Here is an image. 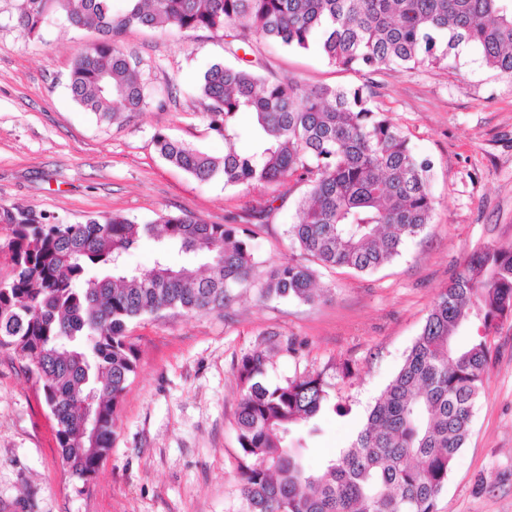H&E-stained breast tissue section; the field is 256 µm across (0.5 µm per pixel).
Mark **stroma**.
Wrapping results in <instances>:
<instances>
[{
	"instance_id": "1",
	"label": "stroma",
	"mask_w": 512,
	"mask_h": 512,
	"mask_svg": "<svg viewBox=\"0 0 512 512\" xmlns=\"http://www.w3.org/2000/svg\"><path fill=\"white\" fill-rule=\"evenodd\" d=\"M12 4L0 0V206L62 224L112 213L141 224L183 213L224 224L266 207L268 217L253 227V276L288 262L300 188H229L219 176L200 182L162 159L153 137L161 131L223 155L224 140L209 129L198 93L215 63L251 64L309 87L357 83L359 74L265 41L232 55L221 35L205 30L134 28L122 46L139 63L149 103L130 119L104 123L67 88L95 32L57 18L41 36H26ZM373 81L376 104L433 163L435 210L424 233L374 273L320 270L324 295L313 303L260 302L242 289L221 312L191 317L173 309L131 323L137 371L112 449L85 483L60 464L55 422L38 385L0 351V512H244L236 366L257 348L267 355L264 383L318 372L342 408L318 418L308 466L351 445L458 266L486 245L512 242V77L489 69L468 46L447 64L383 71ZM491 347L471 434L437 512H512V321Z\"/></svg>"
}]
</instances>
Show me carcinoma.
<instances>
[{
    "label": "carcinoma",
    "instance_id": "obj_1",
    "mask_svg": "<svg viewBox=\"0 0 512 512\" xmlns=\"http://www.w3.org/2000/svg\"><path fill=\"white\" fill-rule=\"evenodd\" d=\"M14 0L17 27L40 34L53 19L99 38L74 63L72 98L103 121L147 105L138 65L119 44L129 28L220 33L230 47L262 39L315 47L330 63L362 72L351 86L308 89L252 69L214 64L198 86L209 128L224 156L162 132L159 154L207 182L226 187L305 185L288 234L299 254L261 281L252 279L253 231L161 215L138 224L120 214L52 224L31 210L0 206V351H11L35 379L56 421L70 476L87 482L112 448L118 410L137 369L127 324L165 309L187 315L223 310L235 290L260 300L313 302L317 268L374 272L431 223L432 162L412 151L387 112L374 105L370 75L439 66L464 43L486 65L512 77V0ZM255 125L238 150L236 121ZM158 243L148 270L125 267L139 241ZM512 320V243L473 253L434 301L420 335L348 448L313 470L304 458L311 421L327 409L319 373L268 386L266 355L237 364L235 426L241 448L244 512H436L452 462L464 447L471 413L487 379L489 336ZM93 400L95 446L89 455L82 411Z\"/></svg>",
    "mask_w": 512,
    "mask_h": 512
}]
</instances>
